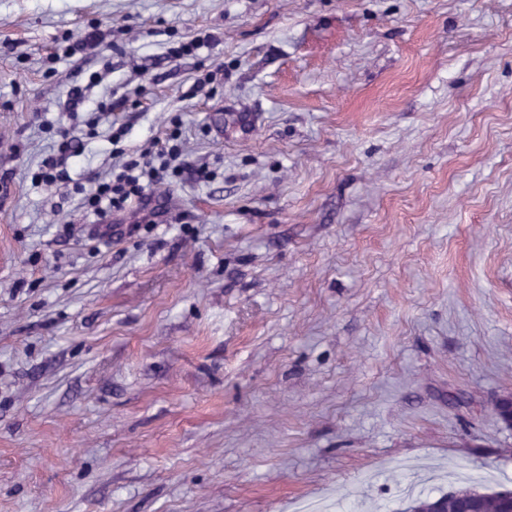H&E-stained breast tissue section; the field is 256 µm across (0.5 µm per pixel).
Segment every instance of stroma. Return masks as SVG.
Listing matches in <instances>:
<instances>
[{"mask_svg":"<svg viewBox=\"0 0 512 512\" xmlns=\"http://www.w3.org/2000/svg\"><path fill=\"white\" fill-rule=\"evenodd\" d=\"M108 100L189 169L99 239ZM508 391L512 0H0V512L510 490ZM96 110L97 112H92L93 115L84 124L86 129L80 130L82 137L79 135L69 136V134L61 135L62 141L58 144L57 154L49 155L42 160L39 172L35 177L36 184L52 185L69 181L67 171L64 168L67 160L80 154L82 138L97 136L99 122L102 116L111 113L112 105L101 102ZM59 168L61 169L58 170Z\"/></svg>","mask_w":512,"mask_h":512,"instance_id":"obj_1","label":"stroma"}]
</instances>
